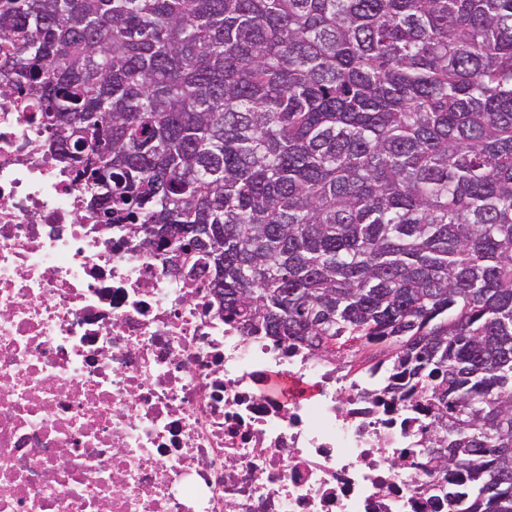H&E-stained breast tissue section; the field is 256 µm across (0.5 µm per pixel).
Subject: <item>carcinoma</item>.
I'll use <instances>...</instances> for the list:
<instances>
[{
    "instance_id": "1",
    "label": "carcinoma",
    "mask_w": 512,
    "mask_h": 512,
    "mask_svg": "<svg viewBox=\"0 0 512 512\" xmlns=\"http://www.w3.org/2000/svg\"><path fill=\"white\" fill-rule=\"evenodd\" d=\"M0 70L97 223L198 227L148 244L247 336L394 350L448 512H512V0H0Z\"/></svg>"
}]
</instances>
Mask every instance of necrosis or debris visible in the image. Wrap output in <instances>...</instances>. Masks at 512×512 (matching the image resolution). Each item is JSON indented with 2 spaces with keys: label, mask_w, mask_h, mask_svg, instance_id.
<instances>
[{
  "label": "necrosis or debris",
  "mask_w": 512,
  "mask_h": 512,
  "mask_svg": "<svg viewBox=\"0 0 512 512\" xmlns=\"http://www.w3.org/2000/svg\"><path fill=\"white\" fill-rule=\"evenodd\" d=\"M49 137L0 98V512H446L424 394L243 335L206 278L83 216Z\"/></svg>",
  "instance_id": "obj_1"
}]
</instances>
